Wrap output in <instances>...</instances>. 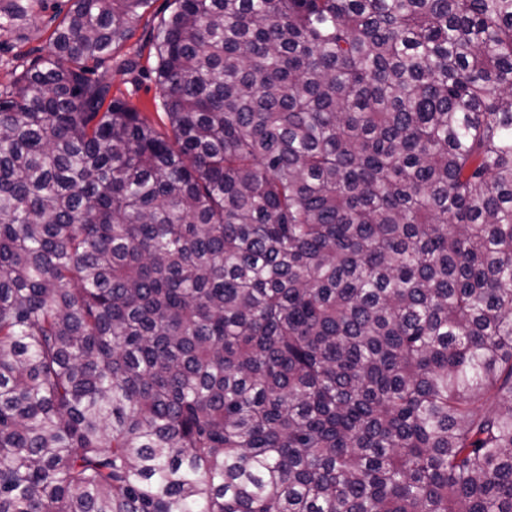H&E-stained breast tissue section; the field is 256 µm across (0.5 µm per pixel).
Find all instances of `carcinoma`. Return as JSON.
I'll return each mask as SVG.
<instances>
[{
  "instance_id": "cac0c4a2",
  "label": "carcinoma",
  "mask_w": 512,
  "mask_h": 512,
  "mask_svg": "<svg viewBox=\"0 0 512 512\" xmlns=\"http://www.w3.org/2000/svg\"><path fill=\"white\" fill-rule=\"evenodd\" d=\"M69 2L0 89V512H512V0H170L167 135L94 78L152 0Z\"/></svg>"
}]
</instances>
